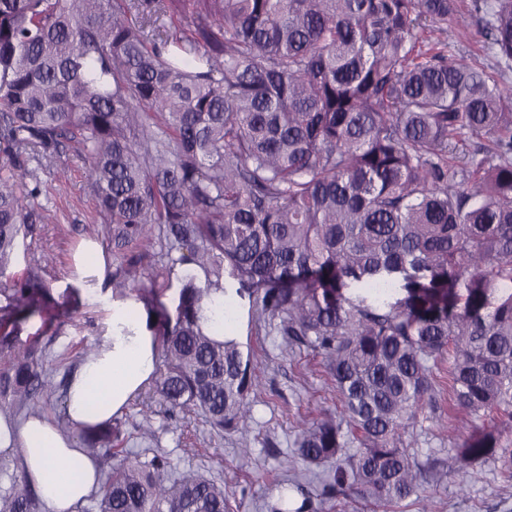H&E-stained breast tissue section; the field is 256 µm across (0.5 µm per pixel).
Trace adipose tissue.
Returning <instances> with one entry per match:
<instances>
[{
    "mask_svg": "<svg viewBox=\"0 0 512 512\" xmlns=\"http://www.w3.org/2000/svg\"><path fill=\"white\" fill-rule=\"evenodd\" d=\"M156 355V338L143 312L131 302L114 305L99 351L68 380L64 415L70 427L81 429L120 415L154 379ZM0 452L22 454L25 475L37 487L46 512H76L95 485V462L46 417L20 424L0 417Z\"/></svg>",
    "mask_w": 512,
    "mask_h": 512,
    "instance_id": "1",
    "label": "adipose tissue"
}]
</instances>
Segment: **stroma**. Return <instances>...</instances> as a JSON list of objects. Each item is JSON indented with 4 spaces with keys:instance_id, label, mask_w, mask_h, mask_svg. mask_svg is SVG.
Instances as JSON below:
<instances>
[{
    "instance_id": "1",
    "label": "stroma",
    "mask_w": 512,
    "mask_h": 512,
    "mask_svg": "<svg viewBox=\"0 0 512 512\" xmlns=\"http://www.w3.org/2000/svg\"><path fill=\"white\" fill-rule=\"evenodd\" d=\"M451 51L461 54L512 89V69L498 67L486 48V38L472 0H458L457 12L448 20ZM41 193L31 203L35 231L21 245L18 261L8 275L22 274L27 267H43V277L53 296L68 287L81 291L83 306L69 321L51 330L41 328L39 318L23 327L21 339L39 336L50 357L45 369L53 383H60L68 365L82 362L87 350L99 346L112 318V290L105 274L80 276L74 255L81 241H103V223L96 203L88 164L76 144L64 142L52 163L33 158L27 163ZM235 324L241 342L254 350L255 371L261 386L254 397L251 418L242 430L218 436L211 433L199 416L168 418L156 396L141 391L120 415L130 448L148 445L167 451L182 466L211 471L224 482L231 512H266L265 501L277 497L285 477L282 462L292 453L300 414L336 408V393L319 358L291 347L271 333L266 318L251 310L248 299L237 302ZM150 425L155 442L142 439L139 428ZM461 434L459 425L421 420L415 431L414 450L447 455ZM249 456H242V449ZM437 512H512V480L493 468L475 469L466 488L449 477L436 493Z\"/></svg>"
}]
</instances>
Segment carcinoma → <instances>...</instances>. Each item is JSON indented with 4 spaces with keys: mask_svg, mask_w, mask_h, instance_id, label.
Listing matches in <instances>:
<instances>
[{
    "mask_svg": "<svg viewBox=\"0 0 512 512\" xmlns=\"http://www.w3.org/2000/svg\"><path fill=\"white\" fill-rule=\"evenodd\" d=\"M473 7L512 66V0ZM455 12L456 0H0V278L38 192L26 155L74 141L112 298L134 293L148 311L168 413L218 435L251 418L253 350L218 339L229 278L335 382L339 412L301 420L283 462L323 468L317 496L413 497L434 512L450 473L462 485L491 463L512 478V94L448 54ZM160 13L174 32L151 29ZM158 234L160 264L147 251ZM2 296L0 414L20 419L55 395L22 325L72 318L80 290L59 302L30 267ZM445 353L448 407L474 426L448 457L421 460L409 448L437 416ZM491 413L501 425H475ZM79 438L104 468L77 512H229L222 483L132 452L115 420ZM23 470L19 455L0 462V512H42ZM264 507L314 512L312 492L286 485Z\"/></svg>",
    "mask_w": 512,
    "mask_h": 512,
    "instance_id": "1",
    "label": "carcinoma"
}]
</instances>
